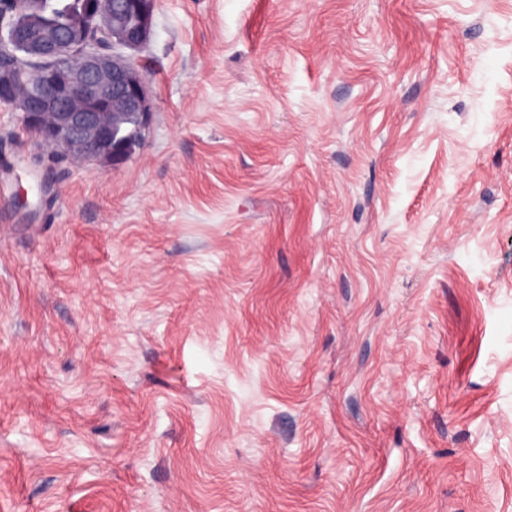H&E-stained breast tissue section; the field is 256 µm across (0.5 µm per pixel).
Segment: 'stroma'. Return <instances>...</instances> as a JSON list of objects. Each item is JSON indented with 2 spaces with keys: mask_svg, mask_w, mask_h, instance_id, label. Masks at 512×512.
<instances>
[{
  "mask_svg": "<svg viewBox=\"0 0 512 512\" xmlns=\"http://www.w3.org/2000/svg\"><path fill=\"white\" fill-rule=\"evenodd\" d=\"M126 162L0 105V512H512V0H157Z\"/></svg>",
  "mask_w": 512,
  "mask_h": 512,
  "instance_id": "1",
  "label": "stroma"
}]
</instances>
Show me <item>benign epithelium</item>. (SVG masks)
<instances>
[{"mask_svg":"<svg viewBox=\"0 0 512 512\" xmlns=\"http://www.w3.org/2000/svg\"><path fill=\"white\" fill-rule=\"evenodd\" d=\"M20 19H0V101L51 158L114 167L140 144L153 112L133 62L154 33L156 0H70V21L29 0Z\"/></svg>","mask_w":512,"mask_h":512,"instance_id":"benign-epithelium-1","label":"benign epithelium"}]
</instances>
